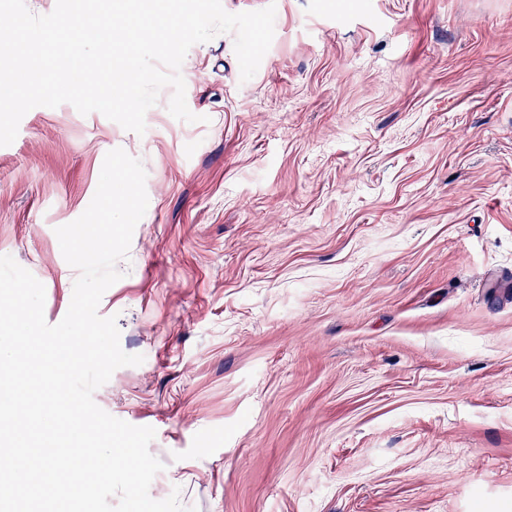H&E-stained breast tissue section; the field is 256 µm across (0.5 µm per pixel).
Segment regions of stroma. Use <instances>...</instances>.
Masks as SVG:
<instances>
[{"label":"stroma","instance_id":"35a3bbf8","mask_svg":"<svg viewBox=\"0 0 512 512\" xmlns=\"http://www.w3.org/2000/svg\"><path fill=\"white\" fill-rule=\"evenodd\" d=\"M275 3L241 81L190 48L196 123L163 88L144 134L39 106L0 147V255L79 275L57 227L104 157L148 207L98 313L143 355L96 390L156 431L149 494L196 512H512V0Z\"/></svg>","mask_w":512,"mask_h":512}]
</instances>
